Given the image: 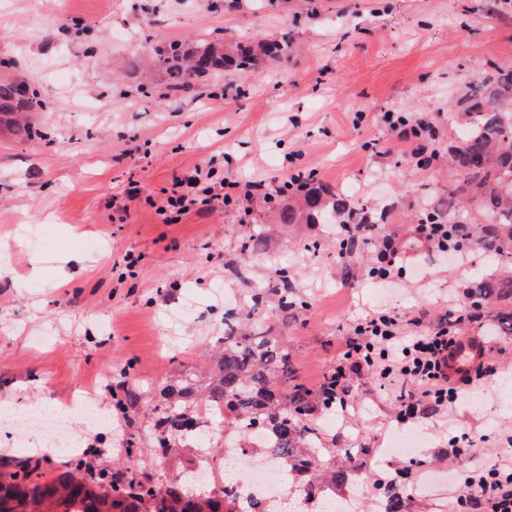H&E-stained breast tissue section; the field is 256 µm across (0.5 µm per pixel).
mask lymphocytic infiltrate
<instances>
[{"label":"lymphocytic infiltrate","instance_id":"lymphocytic-infiltrate-1","mask_svg":"<svg viewBox=\"0 0 512 512\" xmlns=\"http://www.w3.org/2000/svg\"><path fill=\"white\" fill-rule=\"evenodd\" d=\"M233 186L230 180L215 183L210 173L195 168L187 179L174 181L171 194L156 212L164 223H177L180 215L192 208L223 205L228 189ZM457 238L455 225L420 224L412 241L382 240L379 257L386 264L382 277H389L391 267L403 261L407 251L425 247L445 255L456 247ZM456 323L454 312L449 311L429 329L406 335L400 333L395 315L377 312L360 318L341 353L336 389L344 388L348 373L373 368L380 362L385 371L399 370L410 382L409 388L398 395V422L410 423L447 409L456 403L465 386L491 379L498 373L494 364L483 361L468 369L461 379L449 380L444 365L461 344ZM469 507L477 508L478 512H512V467L474 466L452 502L451 512H465Z\"/></svg>","mask_w":512,"mask_h":512}]
</instances>
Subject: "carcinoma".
<instances>
[{"instance_id": "1", "label": "carcinoma", "mask_w": 512, "mask_h": 512, "mask_svg": "<svg viewBox=\"0 0 512 512\" xmlns=\"http://www.w3.org/2000/svg\"><path fill=\"white\" fill-rule=\"evenodd\" d=\"M288 50V40H266L248 44H226L220 38L199 36L191 48L178 41L151 47L152 58L163 69L167 93L184 95L221 72L239 74L277 60ZM41 106L36 90L18 78L0 80V126L16 133L30 132L21 126L19 115ZM464 131L448 146V162L462 180L448 189L452 205L446 214L426 213V224H465L472 236L462 238L466 250L470 238L479 240L496 254L501 270L484 274L472 284L477 302L502 305L498 323L512 330V69L495 68L479 84V95L469 110L461 113ZM267 201L298 198L279 212L283 224H332L336 230V260L344 272L367 252L374 237L370 227L384 221L352 205L340 190L309 180L303 187L285 181L269 187ZM479 201L484 220L471 221L460 203ZM267 234L256 225L240 242V263H228L227 271L248 283V266L266 253ZM244 306L238 312L224 311V335L217 340L216 379L209 385L207 401L224 405V447L240 448L256 434L272 441V456L283 458L300 481L299 490L308 497L328 492L345 480L347 471L331 469L328 462H350L355 456L344 448L328 446L319 433L316 416L330 418L335 390L323 385L314 390L295 382L294 368L281 336L272 335L267 319L286 320L297 308L288 269L274 267L263 283H249ZM170 400L153 424L158 443L183 440L185 430L199 418L189 405L191 390L167 385L162 388ZM142 394L136 387L124 388L117 400L121 411L136 408ZM29 462L14 461L8 477L0 479V512H237L236 503L215 489L195 491L181 472L162 484L158 493L132 476L124 482L107 478L108 471L82 467V463L40 482L33 478ZM386 512H402L413 491L401 480L379 485Z\"/></svg>"}]
</instances>
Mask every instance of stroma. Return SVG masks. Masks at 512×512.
<instances>
[{
  "instance_id": "stroma-1",
  "label": "stroma",
  "mask_w": 512,
  "mask_h": 512,
  "mask_svg": "<svg viewBox=\"0 0 512 512\" xmlns=\"http://www.w3.org/2000/svg\"><path fill=\"white\" fill-rule=\"evenodd\" d=\"M203 32L284 38L288 57L212 77L186 97L166 94L160 68L133 65L151 45ZM494 65L512 69V0H0V78H23L42 101L27 115L33 135L0 131V395L62 405L94 392L113 409L109 429L78 417L70 428L95 467L158 482L195 466L201 451L186 443L158 455L151 409L163 405L166 380L209 383L206 347L224 332L225 298L243 292L226 263L238 259L246 226L265 224L268 252L249 275L260 282L271 266L287 267L305 303L274 324L299 383L318 386L336 369L362 315L390 311L416 333L457 309L462 338L490 336L486 358L498 373L420 419L411 478L430 470L461 480L475 464L511 458L512 335L498 329V305L476 311L466 295L496 265L488 249L461 262L419 249L386 280L372 276V256L347 278L334 243L302 249L322 225L278 223L261 192L176 224L154 209L174 177L198 166L268 186L312 169L355 205L385 211L378 238L405 241L427 204L447 200L456 114ZM385 112L433 123L436 135L394 141L378 121ZM421 145L436 153L430 166L418 164ZM132 186L139 195L126 222L113 223V197ZM30 224L41 228L42 251L21 235ZM125 369L143 392L126 413L115 408ZM347 383V423L323 435L360 449L336 494L361 507L373 480L406 464L386 451L400 406L397 388L370 370ZM462 434L478 442L458 456L450 440ZM127 438L138 447L131 457Z\"/></svg>"
}]
</instances>
